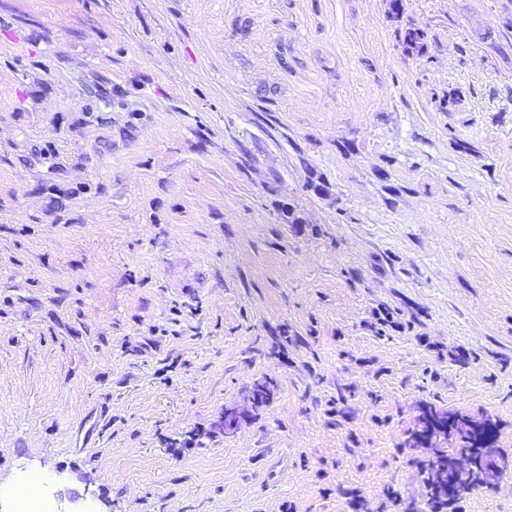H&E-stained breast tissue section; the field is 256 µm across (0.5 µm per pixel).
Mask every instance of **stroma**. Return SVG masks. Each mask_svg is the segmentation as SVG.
<instances>
[{"mask_svg": "<svg viewBox=\"0 0 512 512\" xmlns=\"http://www.w3.org/2000/svg\"><path fill=\"white\" fill-rule=\"evenodd\" d=\"M428 404L512 453V0H0V486L408 512Z\"/></svg>", "mask_w": 512, "mask_h": 512, "instance_id": "obj_1", "label": "stroma"}]
</instances>
